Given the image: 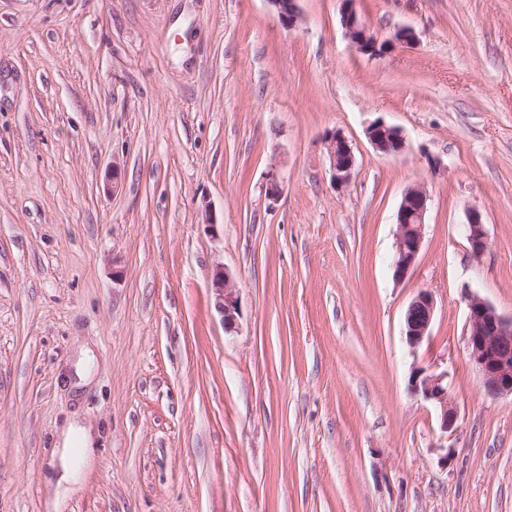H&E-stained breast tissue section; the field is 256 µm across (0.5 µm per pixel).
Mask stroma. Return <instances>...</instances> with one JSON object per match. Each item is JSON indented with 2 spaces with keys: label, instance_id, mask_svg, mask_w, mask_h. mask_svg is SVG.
I'll return each instance as SVG.
<instances>
[{
  "label": "stroma",
  "instance_id": "35a3bbf8",
  "mask_svg": "<svg viewBox=\"0 0 512 512\" xmlns=\"http://www.w3.org/2000/svg\"><path fill=\"white\" fill-rule=\"evenodd\" d=\"M299 6L288 29L266 0H0V512H512V397L466 344L468 295L512 318V0H359L374 33L417 36L375 58L340 0ZM378 119L403 153L367 140ZM332 129L356 160L341 190ZM414 186L424 246L399 281ZM416 366L447 373L452 432ZM73 418L93 455L61 490ZM371 145L386 155H397L406 148V139L400 128L383 120H376L366 129ZM428 197L421 187L404 193L396 214V242L393 267L397 279H404L416 264L424 244ZM466 240L471 257L479 260L488 247L487 231L479 210L473 209L468 215ZM209 288L214 295L218 311L222 314L224 328H234L239 317V292L233 273L216 264L209 275ZM436 300L431 290L421 289L409 303L405 316V335L412 348L419 346L430 333Z\"/></svg>",
  "mask_w": 512,
  "mask_h": 512
}]
</instances>
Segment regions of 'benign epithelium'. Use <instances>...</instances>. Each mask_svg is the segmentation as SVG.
Listing matches in <instances>:
<instances>
[{
  "label": "benign epithelium",
  "mask_w": 512,
  "mask_h": 512,
  "mask_svg": "<svg viewBox=\"0 0 512 512\" xmlns=\"http://www.w3.org/2000/svg\"><path fill=\"white\" fill-rule=\"evenodd\" d=\"M279 24L296 27L301 20L298 0H267ZM341 21L345 35L354 50L368 57H381L399 47H407L416 40L408 27H397L389 35L380 37L364 22L357 8V0H341ZM371 145L386 155H397L406 148V139L400 128L383 120H376L366 129ZM324 144L334 171L336 186L343 189L351 181L355 157L346 137L331 130ZM428 210L426 191L411 187L404 193L396 214V242L393 258L395 276L405 278L416 264L424 244V230ZM203 225L210 235L224 234V225L217 222L209 204L201 206ZM468 250L473 259H480L488 247V237L482 214L473 209L466 224ZM209 288L214 295L224 328L235 327L239 317V295L233 273L219 263L209 275ZM436 300L431 290L421 289L409 303L405 316V335L409 345L419 346L430 333ZM467 349L470 363L479 374L485 392L492 397L512 396V320L501 317L487 301L471 295L468 300ZM411 391L423 398L437 412L440 430L453 429L457 410L448 393L447 374L436 373L424 367H413Z\"/></svg>",
  "instance_id": "7a95c632"
}]
</instances>
